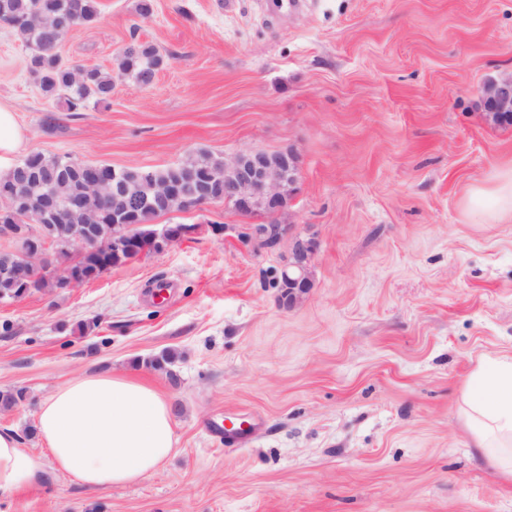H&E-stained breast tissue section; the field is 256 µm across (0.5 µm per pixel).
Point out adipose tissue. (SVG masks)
<instances>
[{
    "instance_id": "obj_1",
    "label": "adipose tissue",
    "mask_w": 512,
    "mask_h": 512,
    "mask_svg": "<svg viewBox=\"0 0 512 512\" xmlns=\"http://www.w3.org/2000/svg\"><path fill=\"white\" fill-rule=\"evenodd\" d=\"M25 133L11 107L0 102V179ZM472 446L512 479V353L480 362L459 403ZM43 452L25 448L0 428V496L41 481L46 461L91 490L134 484L155 473L175 444L168 398L145 376L124 372L81 376L43 398L36 416Z\"/></svg>"
}]
</instances>
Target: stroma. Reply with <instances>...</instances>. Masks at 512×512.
<instances>
[{"label": "stroma", "mask_w": 512, "mask_h": 512, "mask_svg": "<svg viewBox=\"0 0 512 512\" xmlns=\"http://www.w3.org/2000/svg\"><path fill=\"white\" fill-rule=\"evenodd\" d=\"M100 0L61 46L110 72L111 99L68 111L0 25V100L23 154L161 168L196 151L297 153L275 217L214 203L159 216L186 241L76 288L0 302V427L37 450L41 398L133 370L172 405L156 473L95 491L50 470L0 512H512V481L459 418L466 377L512 347V218L473 223L469 197L512 177V125L481 87L512 75V0ZM165 64L143 87L117 69L131 42ZM276 221L277 245L235 226ZM223 226L215 234L214 226ZM319 243L314 286L283 308L294 237ZM173 351L167 369L150 358ZM246 422L232 440L213 422Z\"/></svg>", "instance_id": "obj_1"}]
</instances>
